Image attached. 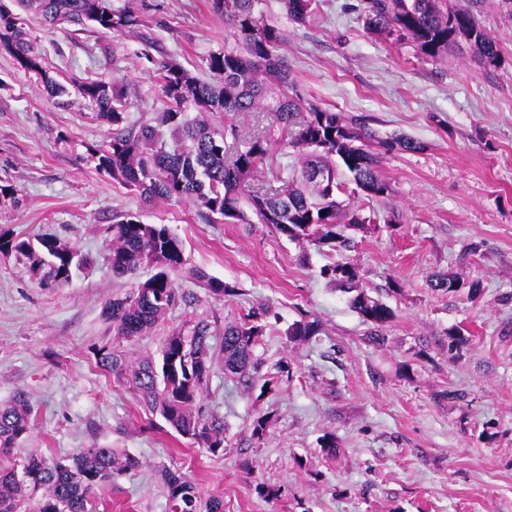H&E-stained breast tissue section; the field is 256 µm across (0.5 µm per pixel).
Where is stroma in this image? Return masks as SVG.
<instances>
[{
  "label": "stroma",
  "instance_id": "obj_1",
  "mask_svg": "<svg viewBox=\"0 0 512 512\" xmlns=\"http://www.w3.org/2000/svg\"><path fill=\"white\" fill-rule=\"evenodd\" d=\"M349 2L316 0L303 25L278 0L261 6L286 36L299 97L362 117L375 139L403 134L424 145L385 154L390 192L356 196L367 224L337 252L304 249L266 224L204 221L174 197L145 201L98 170L112 128L81 84L118 83L130 123L158 124L159 62L204 79L209 56L224 49L229 29L210 0H109L140 20L122 35L21 13L33 52L66 90L60 97L0 48V186L11 189L0 196V234L55 237L80 256L69 284L52 288L32 260L0 252V403L27 394L24 451L62 459L96 446L138 460L97 490V512H169L164 468L185 474L202 498L222 499L224 512H512V17L500 0H481L478 19L501 48L487 73L466 52L419 61L412 45L368 33ZM128 212L176 234L186 264L172 275L177 300L165 320L125 340L104 304L153 273H112L108 228ZM472 243L478 252H468ZM334 261L355 263L365 293L393 310L383 341H373L351 294L321 276ZM197 269L234 295L211 296ZM446 271L480 281L479 297L431 288V275ZM249 312L269 323L256 350L263 371L284 362L290 374L263 395L214 368L200 403L224 419L223 455L146 414L138 393L96 364L104 346L159 356L166 336L200 319L219 345L225 323ZM304 316L319 335L288 342L285 329ZM453 328L468 339L458 360ZM262 415L257 441L251 424ZM327 433L338 445L332 458L320 448ZM260 482L280 497H260Z\"/></svg>",
  "mask_w": 512,
  "mask_h": 512
}]
</instances>
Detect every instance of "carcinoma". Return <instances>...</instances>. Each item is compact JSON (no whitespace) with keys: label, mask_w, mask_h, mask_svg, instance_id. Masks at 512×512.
Instances as JSON below:
<instances>
[{"label":"carcinoma","mask_w":512,"mask_h":512,"mask_svg":"<svg viewBox=\"0 0 512 512\" xmlns=\"http://www.w3.org/2000/svg\"><path fill=\"white\" fill-rule=\"evenodd\" d=\"M35 6L49 23L84 19L104 33L123 34L139 26L132 12L115 13L108 0H20ZM262 0H211V8L224 15L230 30V45L209 57L210 77L203 80L178 64L162 62L159 72L161 96L166 103L161 123L170 127L167 140L147 123L128 122L123 89L102 80L81 85L83 97L97 116L112 126V138L96 151L98 169L112 179L140 192L145 200L172 197L195 205L208 220L216 214L226 220L249 223L242 204H247L258 223L271 225L290 240L302 241L331 251L350 246L347 231L363 228L367 220L343 198L346 183L352 192L380 197L389 193L379 175L382 156L367 148L371 134L357 117L348 120L338 113L309 107L289 94L293 88L288 64L281 53L284 34L264 22L258 6ZM289 19L305 24L313 15V0H281ZM357 10L366 29L392 44H411L417 58L428 61L467 45L473 61L483 70L501 62L498 42L483 28L470 8H450L445 0H359ZM19 26L17 14L0 11V47L11 52L21 68L35 74L47 93L57 97L65 88L47 76ZM210 112L224 120L220 128L188 117V109ZM244 112H271L273 120L264 129L241 136L232 117ZM281 143L293 149L299 169L267 164L271 146ZM386 151L399 148L416 152L420 142L396 135L382 142ZM267 169L268 188L241 199L245 184ZM320 169L333 175L332 188L311 177ZM278 187H273V184ZM108 245L112 273H135L149 264L156 272L140 281L125 297L105 305L116 335L123 339L140 336L159 325L176 302L171 274L185 264L182 240L159 224H144L132 213L113 217ZM15 251L46 264V283L62 287L69 283L71 266L78 253L56 238L37 241L0 234V252ZM321 273L349 290L357 288V272L349 262H334ZM209 293L216 298L235 289L215 277L200 274ZM431 286L448 292L480 291L477 281L465 282L447 273L431 280ZM352 307L373 326L371 334L393 319V310L363 291ZM267 325L256 315L224 326L221 348L224 375L238 379L245 388L260 387L261 393L276 390L279 375L288 367H277V375H260L255 354ZM318 323L298 320L284 331L292 342L318 334ZM210 325L200 320L188 334L173 332L164 340L161 363L149 357L130 360L102 347L96 353L98 366L122 377L139 392L149 413L160 415L179 435L203 442L214 455L224 452V419L207 415L198 406L210 381L214 359ZM31 405L23 392L0 404V512H93L94 490L112 477L139 466L134 457L116 448H81L63 460L38 454L17 455L21 439L30 431ZM9 459V466L1 460ZM170 512H223V502L201 503L194 483L182 474L162 472Z\"/></svg>","instance_id":"carcinoma-1"}]
</instances>
